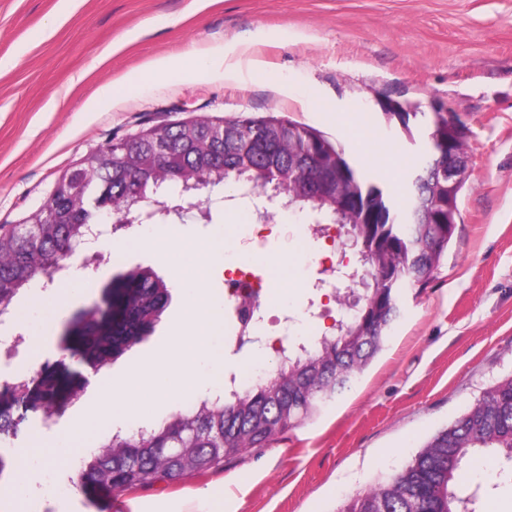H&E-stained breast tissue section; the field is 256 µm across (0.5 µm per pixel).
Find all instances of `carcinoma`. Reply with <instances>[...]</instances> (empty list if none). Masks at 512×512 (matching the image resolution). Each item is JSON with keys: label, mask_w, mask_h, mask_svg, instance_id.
Segmentation results:
<instances>
[{"label": "carcinoma", "mask_w": 512, "mask_h": 512, "mask_svg": "<svg viewBox=\"0 0 512 512\" xmlns=\"http://www.w3.org/2000/svg\"><path fill=\"white\" fill-rule=\"evenodd\" d=\"M224 135L214 139L194 118L140 128L110 141L90 165L65 172L48 202L41 224L0 225V311L37 277H47L70 259L69 247L95 222L98 202L112 214L134 210L128 194V160L149 174L141 197L161 205L164 183L179 194L200 193L223 184L266 195L288 179L289 209L315 223L349 226L362 209L373 221L362 225L369 259L362 265L366 287L358 309L338 321L340 329L315 338L312 346L277 365L262 384L242 389L225 403L207 398L180 410L141 437L116 434L117 442L82 457L77 485L96 503L112 494L188 475L217 473L224 462L311 417L320 404L347 387L381 351L397 317L393 279L423 285L439 268L455 225L448 223L447 182H436L433 164L412 163L418 175L404 189L402 207L388 191L360 172L344 149L321 131L273 114L221 117ZM332 163L342 174L340 195L308 199L310 188L298 175L302 156ZM167 284L153 271L133 268L113 278L93 313L76 331L75 354L107 366L146 340L169 301ZM63 382L49 373L37 390L18 393L0 407V442L16 446L27 413L56 416ZM493 448L512 461V376L485 389L476 404L434 435L398 473L368 492L351 497L340 512H474L471 497L454 490L467 455Z\"/></svg>", "instance_id": "1"}]
</instances>
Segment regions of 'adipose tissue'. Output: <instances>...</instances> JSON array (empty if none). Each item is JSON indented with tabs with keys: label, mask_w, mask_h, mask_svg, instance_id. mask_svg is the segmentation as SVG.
Here are the masks:
<instances>
[{
	"label": "adipose tissue",
	"mask_w": 512,
	"mask_h": 512,
	"mask_svg": "<svg viewBox=\"0 0 512 512\" xmlns=\"http://www.w3.org/2000/svg\"><path fill=\"white\" fill-rule=\"evenodd\" d=\"M153 246L173 248L196 256L200 272L184 289L188 294L185 322L190 328L188 337L178 339L177 348L170 355L137 366L116 380H107L100 391L90 415L109 418L116 422L128 421L139 416L135 392L152 386L157 375L169 377L162 396L167 400L196 396L209 382L224 377V303L216 299L206 286L205 266L223 260L224 235L217 232L208 237L173 229L157 233ZM206 363L208 373H201L199 363Z\"/></svg>",
	"instance_id": "ef3b65f1"
}]
</instances>
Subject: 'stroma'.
<instances>
[{
    "instance_id": "obj_1",
    "label": "stroma",
    "mask_w": 512,
    "mask_h": 512,
    "mask_svg": "<svg viewBox=\"0 0 512 512\" xmlns=\"http://www.w3.org/2000/svg\"><path fill=\"white\" fill-rule=\"evenodd\" d=\"M224 50L222 66L182 70L201 47ZM168 57V74L120 98L104 85ZM0 224L37 210L64 172L111 139L141 127L196 116L271 113L322 131L395 196L426 133V117L404 135L385 119L384 98L447 103L466 127L468 177L448 254L423 287L404 290L381 353L311 419L271 444L195 475L116 493L117 512H339L357 492L401 470L423 445L467 412L482 391L512 375V0H0ZM179 221L205 237L224 230L227 254L253 260L270 314L288 326L225 348L239 374L271 372L275 341L332 332L342 310L323 300L322 320L306 311L310 280L324 260H352L325 240L304 239L303 215L277 213L283 234L249 252L242 227L226 225L248 202L217 190L191 197ZM140 233L114 230L85 267L78 292L33 280L0 321V341L22 343L0 378L30 376L56 354L65 324L98 301L112 277L151 268L170 288L154 333L101 368L120 377L163 355L182 323L195 263L144 246ZM87 384L44 428L31 417L21 447L32 449L38 483L10 512H96L55 459L98 447L115 425L89 422ZM462 495L476 512H512V462L493 455L465 465Z\"/></svg>"
}]
</instances>
